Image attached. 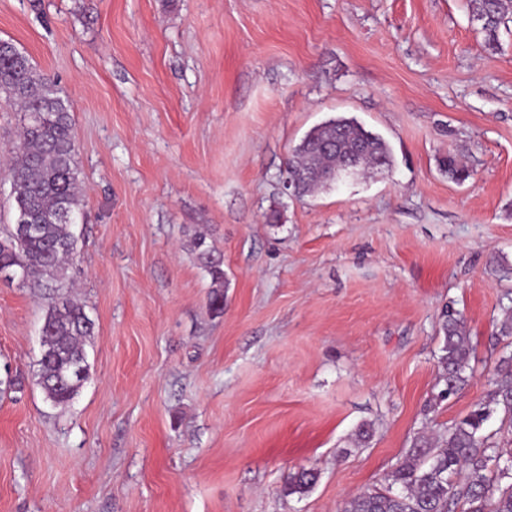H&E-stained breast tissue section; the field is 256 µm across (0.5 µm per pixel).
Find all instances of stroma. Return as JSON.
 <instances>
[{
  "label": "stroma",
  "instance_id": "1",
  "mask_svg": "<svg viewBox=\"0 0 512 512\" xmlns=\"http://www.w3.org/2000/svg\"><path fill=\"white\" fill-rule=\"evenodd\" d=\"M0 40L71 106L68 295L95 325L89 379L54 407L44 292L0 280V512H343L488 400L512 308V21L492 50L472 0H0ZM338 116L391 168L289 194V151ZM18 123L0 105V237ZM451 150L465 182L439 168ZM197 230L224 258L219 312ZM448 305L472 377L438 403ZM303 468L316 484L289 493Z\"/></svg>",
  "mask_w": 512,
  "mask_h": 512
}]
</instances>
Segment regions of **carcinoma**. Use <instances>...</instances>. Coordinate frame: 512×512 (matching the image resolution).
<instances>
[{
    "instance_id": "obj_1",
    "label": "carcinoma",
    "mask_w": 512,
    "mask_h": 512,
    "mask_svg": "<svg viewBox=\"0 0 512 512\" xmlns=\"http://www.w3.org/2000/svg\"><path fill=\"white\" fill-rule=\"evenodd\" d=\"M473 12L481 22L487 45L495 49L498 31L512 14V0H474ZM0 100L20 114L19 142L9 167L15 223L22 219L39 225L31 236L11 229L0 239V269L24 265L29 282L48 291L41 327L43 353L39 383L47 400L65 408L85 383L76 369L87 363L83 341L94 333L82 305L54 293L67 287L69 261L77 248L72 232L81 213L77 150L70 106L50 77L31 61L21 66L0 55ZM356 172H384L392 164V150L380 136L356 119L336 117L310 129L285 165L286 177L296 182L299 196L311 195L339 182L348 164ZM448 178L463 182L470 172L459 156L448 152L441 160ZM190 244L211 279L209 307L224 308V261L201 233ZM444 334L441 364L447 398L468 385L473 349L460 313L451 307L441 312ZM489 400L475 405L445 433L432 439L416 437L414 450L391 472V487L366 490L348 500L343 512H512V452L504 455L484 425L495 412L512 425V354L502 356L494 369ZM317 479L301 470L288 480L289 493H305Z\"/></svg>"
}]
</instances>
